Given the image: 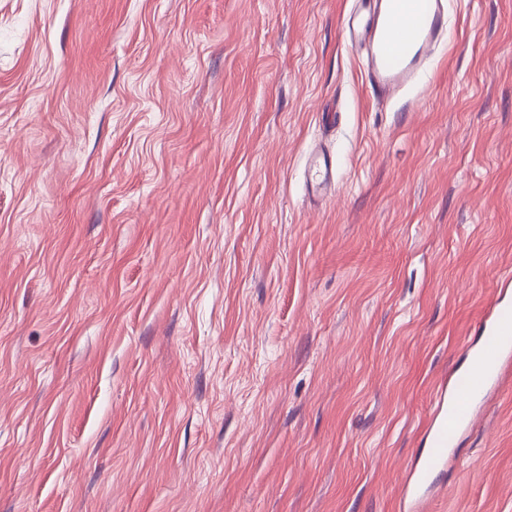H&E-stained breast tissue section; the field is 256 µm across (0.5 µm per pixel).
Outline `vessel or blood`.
Segmentation results:
<instances>
[{"label":"vessel or blood","mask_w":512,"mask_h":512,"mask_svg":"<svg viewBox=\"0 0 512 512\" xmlns=\"http://www.w3.org/2000/svg\"><path fill=\"white\" fill-rule=\"evenodd\" d=\"M345 20L351 41L364 45L362 69L366 83L380 99L390 100L416 84L426 60L448 31L444 0H357ZM331 155L309 162L310 186L322 193L333 183ZM482 341L468 348V365L450 372L434 395L427 450L411 465L403 483L401 502L418 512L436 472L443 470L457 437L467 429L478 396L499 387L512 375V301L499 297L481 322Z\"/></svg>","instance_id":"vessel-or-blood-1"}]
</instances>
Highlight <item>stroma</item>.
I'll return each mask as SVG.
<instances>
[{"label":"stroma","mask_w":512,"mask_h":512,"mask_svg":"<svg viewBox=\"0 0 512 512\" xmlns=\"http://www.w3.org/2000/svg\"><path fill=\"white\" fill-rule=\"evenodd\" d=\"M446 2L381 105L353 0H0V512H401L512 276V0ZM432 495L512 512V377ZM334 161L329 154L313 156L309 162L310 186L316 194H321L333 184Z\"/></svg>","instance_id":"35a3bbf8"}]
</instances>
